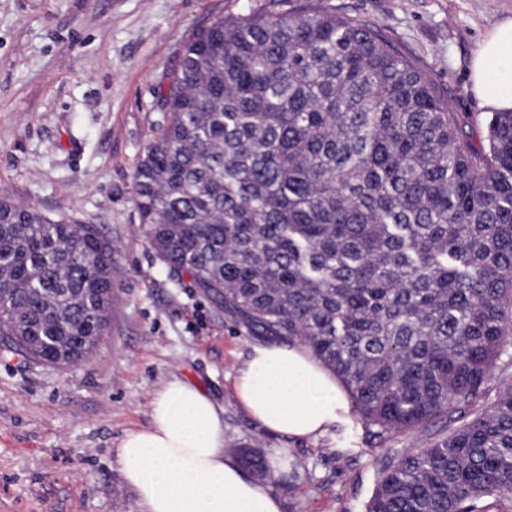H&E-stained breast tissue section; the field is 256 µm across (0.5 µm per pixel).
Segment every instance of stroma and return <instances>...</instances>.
I'll list each match as a JSON object with an SVG mask.
<instances>
[{
    "label": "stroma",
    "instance_id": "1",
    "mask_svg": "<svg viewBox=\"0 0 512 512\" xmlns=\"http://www.w3.org/2000/svg\"><path fill=\"white\" fill-rule=\"evenodd\" d=\"M306 0H0V196L53 218L95 224L119 273L112 326L83 362L53 368L0 353V512H140L116 450L150 423L170 381L224 411V446L288 463L265 483L281 512H365L381 450L354 415L294 441L239 406L234 379L262 336L172 279L134 204L135 169L162 119L189 34L246 8ZM379 25L420 59L458 112H483L471 89L475 50L512 0H329Z\"/></svg>",
    "mask_w": 512,
    "mask_h": 512
}]
</instances>
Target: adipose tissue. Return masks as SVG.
<instances>
[{"instance_id":"adipose-tissue-1","label":"adipose tissue","mask_w":512,"mask_h":512,"mask_svg":"<svg viewBox=\"0 0 512 512\" xmlns=\"http://www.w3.org/2000/svg\"><path fill=\"white\" fill-rule=\"evenodd\" d=\"M471 78L490 109L512 110V19L479 44ZM234 390L253 421L293 440L324 433L349 410L342 384L297 343L254 347ZM117 458L143 512H280L278 496L225 452L223 411L178 380L152 400L150 425L125 433Z\"/></svg>"}]
</instances>
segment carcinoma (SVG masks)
Returning a JSON list of instances; mask_svg holds the SVG:
<instances>
[{"instance_id": "carcinoma-1", "label": "carcinoma", "mask_w": 512, "mask_h": 512, "mask_svg": "<svg viewBox=\"0 0 512 512\" xmlns=\"http://www.w3.org/2000/svg\"><path fill=\"white\" fill-rule=\"evenodd\" d=\"M160 100L134 203L168 274L304 345L371 447L425 437L388 449L366 512L511 502L512 111H453L381 30L321 0L214 18ZM113 272L98 225L0 197L3 350L88 357Z\"/></svg>"}]
</instances>
